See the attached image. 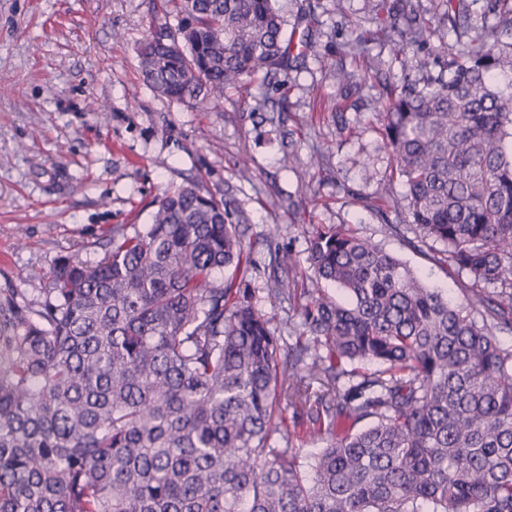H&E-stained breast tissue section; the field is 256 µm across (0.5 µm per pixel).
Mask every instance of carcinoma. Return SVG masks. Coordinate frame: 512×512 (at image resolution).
<instances>
[{
    "mask_svg": "<svg viewBox=\"0 0 512 512\" xmlns=\"http://www.w3.org/2000/svg\"><path fill=\"white\" fill-rule=\"evenodd\" d=\"M488 4L471 36L466 0H377L376 30L346 43L365 73L374 44L396 62L427 53L419 80L378 96L405 192L358 201L409 247L442 245L466 302L347 225L318 227L305 335L283 358L231 202L171 190L146 229L113 226L95 262L59 256L38 298L0 288V512H512V349L495 336L512 331V92L496 86L512 78V0ZM163 6L177 30L148 39L139 67L169 99L218 108L316 55L304 8L296 40L277 0ZM440 26L455 50L431 48ZM271 258L268 294L289 299V255ZM283 402L306 404L325 443L310 461L272 443ZM343 416L370 423L338 437Z\"/></svg>",
    "mask_w": 512,
    "mask_h": 512,
    "instance_id": "cac0c4a2",
    "label": "carcinoma"
}]
</instances>
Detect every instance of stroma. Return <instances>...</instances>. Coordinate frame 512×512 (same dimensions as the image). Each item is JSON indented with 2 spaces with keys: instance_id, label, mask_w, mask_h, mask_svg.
<instances>
[{
  "instance_id": "1",
  "label": "stroma",
  "mask_w": 512,
  "mask_h": 512,
  "mask_svg": "<svg viewBox=\"0 0 512 512\" xmlns=\"http://www.w3.org/2000/svg\"><path fill=\"white\" fill-rule=\"evenodd\" d=\"M278 5L291 21L312 6L322 35L317 56L290 70L277 122L251 109L264 90L258 79L225 90L216 111L161 97L144 82L141 44L177 29L159 0H0V288L37 296L58 256L97 260L113 225L145 228L165 192L192 182L240 214L257 264L254 302L281 348L303 327L296 301L267 293L270 249L288 251L298 285L308 284L307 241L321 225L359 229L464 302L461 277L434 260L436 243L407 247L355 199L381 193L390 165L380 107L365 86L418 78L422 53L409 50L394 64L381 52L368 83L345 84L333 72L352 70L343 44L372 28L373 0Z\"/></svg>"
}]
</instances>
